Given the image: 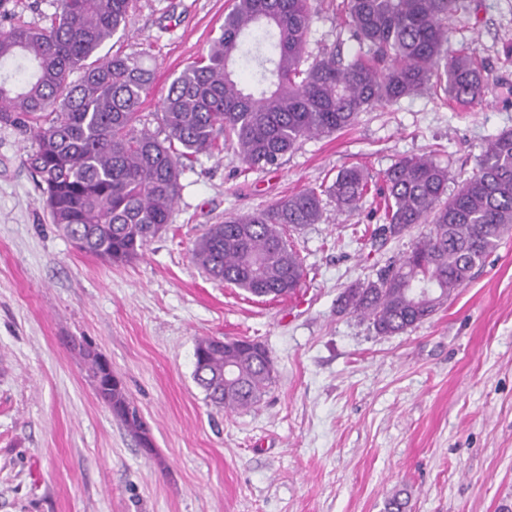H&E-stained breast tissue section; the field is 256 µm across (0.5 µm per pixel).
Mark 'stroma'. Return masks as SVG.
<instances>
[{"mask_svg": "<svg viewBox=\"0 0 512 512\" xmlns=\"http://www.w3.org/2000/svg\"><path fill=\"white\" fill-rule=\"evenodd\" d=\"M318 0L306 54L368 49ZM227 0H139L103 53H144L154 69L142 120L158 130L175 76L206 52ZM59 0H6L0 23L43 26ZM451 47L482 59L488 94L444 106L431 91L301 140L277 166L248 170L231 148L185 169L173 222L142 257L109 264L51 224L23 159L30 134L0 125V512H512V236L433 318L394 336L336 312L338 295L408 254L427 225L380 233L372 199L288 232L305 276L288 298L212 279L195 240L224 217L400 158L449 167V190L512 129V0H459ZM248 339L275 372L260 401L227 411L193 378L203 338ZM101 352L147 422L152 450L112 415L82 359Z\"/></svg>", "mask_w": 512, "mask_h": 512, "instance_id": "obj_1", "label": "stroma"}]
</instances>
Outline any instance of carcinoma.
<instances>
[{
  "label": "carcinoma",
  "instance_id": "obj_1",
  "mask_svg": "<svg viewBox=\"0 0 512 512\" xmlns=\"http://www.w3.org/2000/svg\"><path fill=\"white\" fill-rule=\"evenodd\" d=\"M315 0H230L220 34L170 83L160 131L140 126L154 71L140 56L98 58L126 30L135 0H60L48 26H0V125L28 131L36 148L24 164L45 197L51 222L102 261L138 258L168 224L185 161L230 146L251 169L278 164L304 137L330 135L358 115L426 89L460 105L482 101L486 66L469 48L448 47L458 0H340L336 14L369 56L322 55L304 63ZM253 70L244 84L241 68ZM81 72L78 80L70 76ZM369 190L350 167L324 190L306 189L247 215L210 225L193 254L206 273L256 297H290L304 264L286 229L318 224L322 195L341 212ZM382 231L429 225L413 249L377 278L344 289L337 312L391 336L431 319L512 233V130L492 139L476 172L448 194V167L427 156L400 159L383 176ZM247 339H206L194 376L210 401L247 408L271 383L273 361ZM101 400L151 447L120 380L100 376L102 354L75 346Z\"/></svg>",
  "mask_w": 512,
  "mask_h": 512
}]
</instances>
